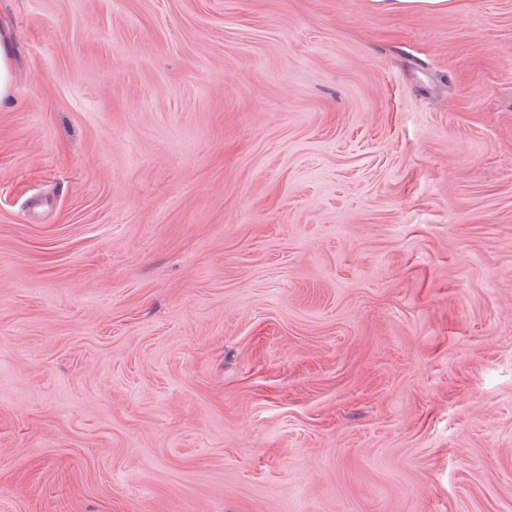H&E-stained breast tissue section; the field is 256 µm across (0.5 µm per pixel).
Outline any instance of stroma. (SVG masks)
<instances>
[{"mask_svg": "<svg viewBox=\"0 0 512 512\" xmlns=\"http://www.w3.org/2000/svg\"><path fill=\"white\" fill-rule=\"evenodd\" d=\"M0 23V512H512V0ZM449 0H371L373 6L389 11H430L448 9Z\"/></svg>", "mask_w": 512, "mask_h": 512, "instance_id": "obj_1", "label": "stroma"}]
</instances>
